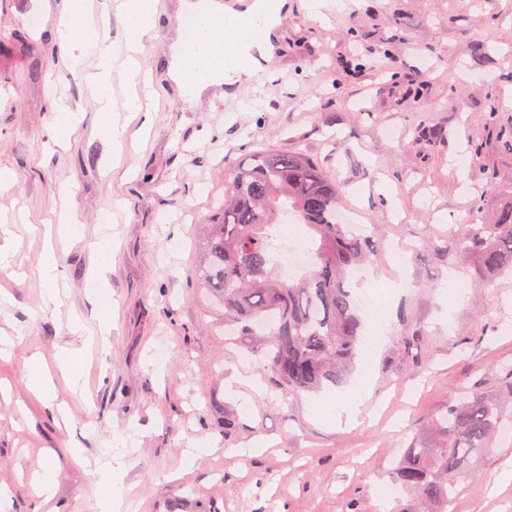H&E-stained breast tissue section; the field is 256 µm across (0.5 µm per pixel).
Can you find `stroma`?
<instances>
[{
  "label": "stroma",
  "instance_id": "1",
  "mask_svg": "<svg viewBox=\"0 0 512 512\" xmlns=\"http://www.w3.org/2000/svg\"><path fill=\"white\" fill-rule=\"evenodd\" d=\"M169 2L143 42L153 83L141 111L126 110L130 80L112 62V118L125 128L116 142L93 98L94 58L71 67L59 43L62 0H0V37L13 43L0 52V168L16 176L0 192V242L12 249L0 264V336L13 339L0 357L10 512H99L95 463L132 427L120 512H413V492L383 502L376 486L407 449L433 443L451 397L498 391L512 364V280L476 281L479 259L462 241L465 219L512 199V0H288L267 79L229 108L219 96L190 104L169 80L180 19ZM63 110L83 120L60 142L50 129ZM266 146L318 159L378 244L350 289L373 294L386 340L318 393L237 384L266 382L265 362L225 336L187 275L225 170ZM48 245L57 305L38 276ZM454 286L464 293L452 302ZM75 319L104 341L85 388L57 377L44 402L27 383L30 359L52 367L81 347ZM364 378L372 396L359 425L336 426L337 405ZM192 443L201 451L188 469ZM509 467L512 441L484 449L448 512H512V482L500 480ZM46 469L49 500L32 482Z\"/></svg>",
  "mask_w": 512,
  "mask_h": 512
}]
</instances>
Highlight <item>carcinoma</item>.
Here are the masks:
<instances>
[{
	"label": "carcinoma",
	"instance_id": "obj_1",
	"mask_svg": "<svg viewBox=\"0 0 512 512\" xmlns=\"http://www.w3.org/2000/svg\"><path fill=\"white\" fill-rule=\"evenodd\" d=\"M341 185L299 151L267 148L224 173V207L206 225L202 262L192 279L224 309L250 352L267 362L272 385L285 394L319 391L343 380L357 356L361 322L346 286L349 271L376 249L336 222ZM306 225L316 261L299 280L274 275L270 240L283 208ZM467 248L479 256L486 282L512 276V199L492 224L464 225ZM497 398L471 390L448 403L436 424L437 445L410 448L392 484L415 492L413 512H446L455 482L478 451L499 436L512 401V366L502 367Z\"/></svg>",
	"mask_w": 512,
	"mask_h": 512
}]
</instances>
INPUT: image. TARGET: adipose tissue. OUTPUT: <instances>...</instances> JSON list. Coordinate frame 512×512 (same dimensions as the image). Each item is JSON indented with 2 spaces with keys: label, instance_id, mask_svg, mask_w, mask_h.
<instances>
[{
  "label": "adipose tissue",
  "instance_id": "adipose-tissue-1",
  "mask_svg": "<svg viewBox=\"0 0 512 512\" xmlns=\"http://www.w3.org/2000/svg\"><path fill=\"white\" fill-rule=\"evenodd\" d=\"M116 8L127 22L128 70L136 77L140 74L136 55L155 27V11L143 6L140 0H118ZM279 22V16L271 11L266 0H244L238 12L214 0L210 12L200 17L193 32H178L177 52L169 68L171 79L179 90L200 92L212 84L214 71L223 68L225 52L239 56L255 47L262 57L272 59L274 46L270 32ZM57 34L72 60L87 55L96 57L98 71L93 80L99 89L97 102L102 114H110L111 42L94 28L76 0H67L58 20Z\"/></svg>",
  "mask_w": 512,
  "mask_h": 512
}]
</instances>
